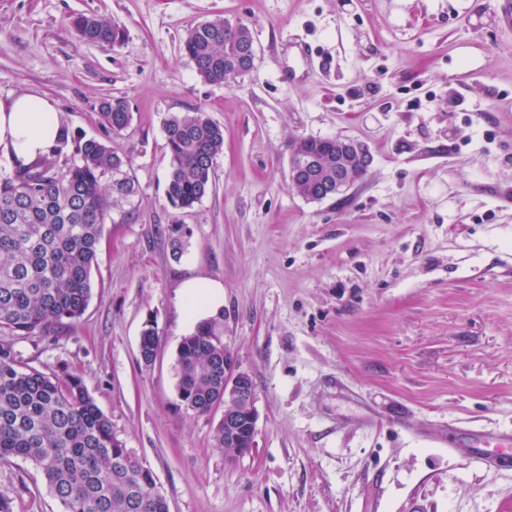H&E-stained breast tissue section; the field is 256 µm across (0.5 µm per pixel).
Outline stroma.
Instances as JSON below:
<instances>
[{
  "instance_id": "1",
  "label": "stroma",
  "mask_w": 512,
  "mask_h": 512,
  "mask_svg": "<svg viewBox=\"0 0 512 512\" xmlns=\"http://www.w3.org/2000/svg\"><path fill=\"white\" fill-rule=\"evenodd\" d=\"M76 14L118 22L121 41L83 40ZM215 17L249 26L256 49L227 85L204 83L180 50ZM27 90L55 101L71 136L129 157L138 192L110 213L84 314L16 348L82 377L170 512H512V464H470L431 437L512 429L500 0H0V96ZM112 98L133 114L119 135L99 119ZM196 109L223 127L224 152L210 192L177 210L164 122ZM334 136L372 163L345 199L307 201L290 146ZM191 278L223 283L217 332L256 387V446L236 458L212 443L218 414L177 405ZM0 497L11 512H63L28 460L0 463Z\"/></svg>"
}]
</instances>
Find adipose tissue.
<instances>
[{
	"mask_svg": "<svg viewBox=\"0 0 512 512\" xmlns=\"http://www.w3.org/2000/svg\"><path fill=\"white\" fill-rule=\"evenodd\" d=\"M62 120L55 102L36 92L0 98V152L11 165L28 164L49 156L61 133ZM185 324L195 330L220 314L224 286L213 280H189L181 289Z\"/></svg>",
	"mask_w": 512,
	"mask_h": 512,
	"instance_id": "adipose-tissue-1",
	"label": "adipose tissue"
}]
</instances>
